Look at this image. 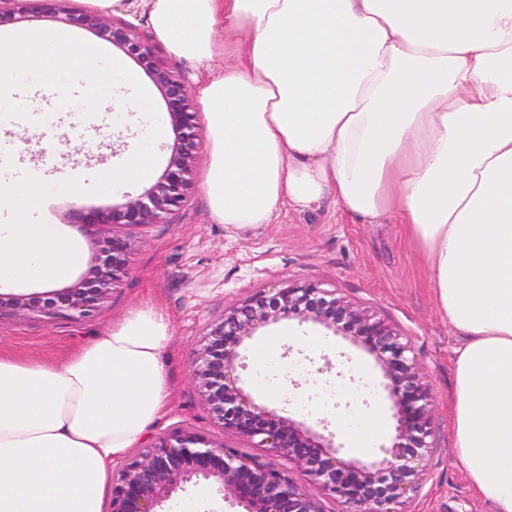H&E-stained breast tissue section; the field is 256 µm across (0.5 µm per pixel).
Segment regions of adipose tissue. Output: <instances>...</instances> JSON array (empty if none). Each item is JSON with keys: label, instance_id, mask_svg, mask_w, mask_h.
Segmentation results:
<instances>
[{"label": "adipose tissue", "instance_id": "ef3b65f1", "mask_svg": "<svg viewBox=\"0 0 512 512\" xmlns=\"http://www.w3.org/2000/svg\"><path fill=\"white\" fill-rule=\"evenodd\" d=\"M203 74L211 216L334 196L406 225L460 338L458 460L512 512V0H140ZM170 321L132 309L64 361L0 357V512H104L111 466L170 401Z\"/></svg>", "mask_w": 512, "mask_h": 512}]
</instances>
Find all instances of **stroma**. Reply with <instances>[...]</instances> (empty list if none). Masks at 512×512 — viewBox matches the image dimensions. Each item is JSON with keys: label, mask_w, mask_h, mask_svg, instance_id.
<instances>
[{"label": "stroma", "mask_w": 512, "mask_h": 512, "mask_svg": "<svg viewBox=\"0 0 512 512\" xmlns=\"http://www.w3.org/2000/svg\"><path fill=\"white\" fill-rule=\"evenodd\" d=\"M84 104L74 98L69 118L21 135L24 163L48 161L46 178L60 170L95 174L120 161L129 145L118 142L111 127L112 109L100 103L93 119L97 135L79 122ZM194 184L184 208L160 224L132 228L135 245L130 272L114 284L110 295L89 319H47L38 315L0 316V355L59 362L96 332L110 328L135 306L149 303L166 314L173 344L165 358L171 403L149 427V435L184 423L215 440L246 447L247 442L222 433L200 399L193 379V361L209 323L224 310L241 304L260 290L314 283L336 289L340 296L406 336L432 393L429 411L431 448L419 474L416 492L398 503L399 512H490L468 481L455 453L452 430L454 350L458 338L439 312L429 275L404 225L383 217L366 224L348 214L334 199L307 211L284 210L269 224L236 232L224 229L209 213L204 175L209 160L206 127L198 129ZM145 184L112 194L87 193L72 198L57 193L47 200L48 221L77 229L78 210L117 205L144 193ZM282 335L290 346L281 365L287 366L289 387L299 398L279 402L283 415L308 424L324 419L349 456L362 452L348 446L345 425L350 416L382 410L384 428L377 443H389L397 418L375 387L383 380L374 355L349 337L324 326L282 320L256 330L240 347L249 364L239 377L245 391L262 398L259 372L250 361L257 341ZM320 337L319 347L303 346L305 337ZM167 512H228L203 483H188L166 503Z\"/></svg>", "instance_id": "stroma-1"}]
</instances>
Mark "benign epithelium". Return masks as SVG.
<instances>
[{"label":"benign epithelium","instance_id":"benign-epithelium-1","mask_svg":"<svg viewBox=\"0 0 512 512\" xmlns=\"http://www.w3.org/2000/svg\"><path fill=\"white\" fill-rule=\"evenodd\" d=\"M26 0H0V24L24 12ZM62 21L96 28L136 60L159 87L173 132L164 171L143 194L124 203L79 211L85 228H110L91 239L88 270L71 286L32 294H0V315H57L74 320L95 312L118 278L129 273L133 240L128 227L159 224L183 207L193 185L198 112L188 81L174 65L155 55L132 24L109 27L91 11L64 13ZM296 319L350 336L381 364L383 390L396 410V434L371 460L348 457L333 435L276 413L256 402L234 375L239 347L256 329ZM410 343L384 322L356 309L336 290L301 284L261 290L212 321L194 359L193 376L213 423L257 447L259 456L228 446L187 424L154 436L112 473L110 512H161L160 507L192 478L211 481L222 499L241 512H322L292 475L296 467L322 493L348 505L346 512H396L392 505L417 488L418 463L430 448L431 392L406 353Z\"/></svg>","mask_w":512,"mask_h":512}]
</instances>
